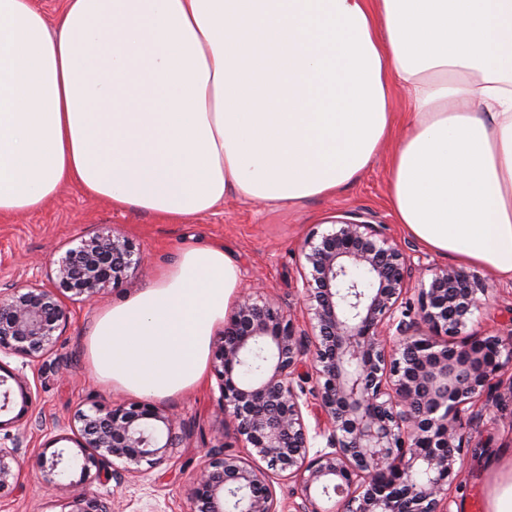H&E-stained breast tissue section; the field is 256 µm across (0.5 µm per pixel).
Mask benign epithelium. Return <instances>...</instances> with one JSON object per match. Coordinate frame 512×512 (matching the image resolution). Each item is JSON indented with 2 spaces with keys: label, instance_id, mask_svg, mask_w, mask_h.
<instances>
[{
  "label": "benign epithelium",
  "instance_id": "benign-epithelium-1",
  "mask_svg": "<svg viewBox=\"0 0 512 512\" xmlns=\"http://www.w3.org/2000/svg\"><path fill=\"white\" fill-rule=\"evenodd\" d=\"M301 291L309 330L273 303L243 296L213 346L220 408L250 445L249 457L208 449L190 487L193 512H279L271 482L296 484L294 512H447V486L459 477L463 431L482 416L501 373L512 370V331L464 335L488 288L473 273L434 268L417 308L399 310L413 270L411 252L381 224L340 218L301 247ZM55 286L0 293V489L18 481L21 436L31 421L33 385L6 359L33 365L51 351L67 320L62 292L86 301L144 266L124 237L102 232L57 261ZM259 348L260 372L241 373ZM314 381L309 392L302 380ZM312 397H307V394ZM315 406L309 430L303 410ZM76 433L41 452L49 475L80 465L71 512H112L85 481H121L158 467L178 445L176 417L151 402L94 404L77 412ZM322 437L325 446L312 451ZM76 445L79 456L56 448ZM266 463L261 468L251 458ZM333 502L322 508L318 499Z\"/></svg>",
  "mask_w": 512,
  "mask_h": 512
}]
</instances>
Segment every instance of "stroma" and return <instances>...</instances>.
I'll return each mask as SVG.
<instances>
[{"label": "stroma", "mask_w": 512, "mask_h": 512, "mask_svg": "<svg viewBox=\"0 0 512 512\" xmlns=\"http://www.w3.org/2000/svg\"><path fill=\"white\" fill-rule=\"evenodd\" d=\"M338 211L364 214L385 227L396 243L411 237L396 224L387 202L385 157H378L353 184L336 196L303 201L292 207L243 202L230 197L223 208L181 224H165L154 217L112 209L106 202L65 185L34 213L0 219V291L19 284L46 285L55 280L52 259L69 247L108 227L143 250L148 269L133 272L117 287H108L90 302L73 298L68 319L52 353L40 362L36 407L39 423L23 430L28 445L17 485L0 490V512H70L73 481L79 471L48 487L39 455L50 438L70 433L76 409L116 401L133 402L131 394L98 381L89 354V337L97 316L112 302L145 288L156 273L173 265L189 245H220L233 253L241 269L243 292L260 291L272 303L302 322L306 311L297 292L300 245L313 232L328 231L326 217ZM486 282L488 304L468 321L467 332L503 334L512 328V282L498 280L478 268ZM214 373H206L196 388L160 400V407L180 421L181 441L170 460L143 468L138 477L116 484L92 482L91 491L112 505V512H192L189 488L199 472L207 448L246 455L247 447L219 406ZM512 453V373L502 374L493 401L480 421L466 434L457 461L460 476L448 489L449 512H486L487 491L494 481L486 463L490 457Z\"/></svg>", "instance_id": "35a3bbf8"}]
</instances>
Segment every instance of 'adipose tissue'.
Segmentation results:
<instances>
[{"label": "adipose tissue", "instance_id": "1", "mask_svg": "<svg viewBox=\"0 0 512 512\" xmlns=\"http://www.w3.org/2000/svg\"><path fill=\"white\" fill-rule=\"evenodd\" d=\"M385 147L397 223L512 281V0H62L52 26L0 0V216L66 183L172 224L230 196L290 207ZM240 285L223 247L186 248L98 317L95 375L197 386Z\"/></svg>", "mask_w": 512, "mask_h": 512}]
</instances>
